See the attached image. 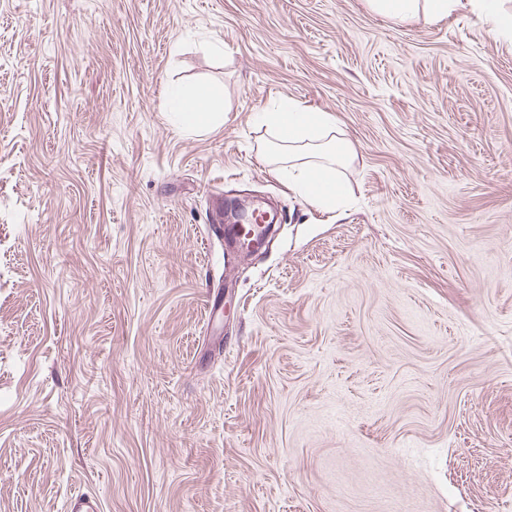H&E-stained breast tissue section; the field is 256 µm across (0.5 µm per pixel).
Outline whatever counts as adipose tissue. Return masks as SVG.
Instances as JSON below:
<instances>
[{
	"instance_id": "1",
	"label": "adipose tissue",
	"mask_w": 512,
	"mask_h": 512,
	"mask_svg": "<svg viewBox=\"0 0 512 512\" xmlns=\"http://www.w3.org/2000/svg\"><path fill=\"white\" fill-rule=\"evenodd\" d=\"M368 8L396 23L445 19L463 6L489 15L495 28L512 35V14L502 12L499 0H365ZM218 90L200 84L185 90L170 87L165 109L185 130L206 131L218 126ZM260 124L268 134L261 144L264 158L276 164L289 185L310 205L334 209L345 196V171L352 147L328 112L314 110L292 99H283L261 111Z\"/></svg>"
}]
</instances>
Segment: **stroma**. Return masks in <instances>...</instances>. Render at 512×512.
<instances>
[{
    "label": "stroma",
    "instance_id": "35a3bbf8",
    "mask_svg": "<svg viewBox=\"0 0 512 512\" xmlns=\"http://www.w3.org/2000/svg\"><path fill=\"white\" fill-rule=\"evenodd\" d=\"M224 122L178 131L164 90ZM355 151L328 212L259 154ZM275 205L226 250L215 201ZM224 310L208 322L206 307ZM512 512V38L466 7L0 0V512ZM368 8L395 23L423 20L434 23L445 19L459 8L463 0H365ZM218 101V90L209 84L191 90L171 86L165 97V109L177 117L183 130L206 131L217 127L222 118L217 111ZM259 118L270 136L261 144L263 157L307 203L336 208L345 196L344 172L353 153L336 118L288 98L261 111ZM246 224H225L224 244L237 252L258 251L265 245L270 224H258L257 218H247Z\"/></svg>",
    "mask_w": 512,
    "mask_h": 512
}]
</instances>
